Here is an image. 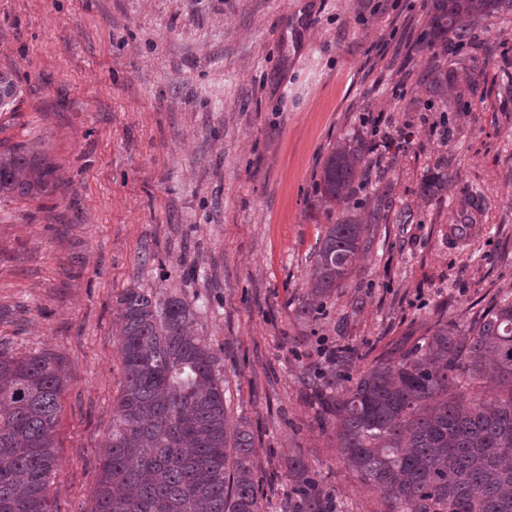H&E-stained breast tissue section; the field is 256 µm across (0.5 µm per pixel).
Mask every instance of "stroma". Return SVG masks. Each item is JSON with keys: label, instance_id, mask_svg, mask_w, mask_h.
Returning <instances> with one entry per match:
<instances>
[{"label": "stroma", "instance_id": "stroma-1", "mask_svg": "<svg viewBox=\"0 0 512 512\" xmlns=\"http://www.w3.org/2000/svg\"><path fill=\"white\" fill-rule=\"evenodd\" d=\"M430 0H0V70L19 96L0 149L40 151L54 187L0 195V348L65 363L53 512H93L124 381L117 300L136 286L196 310L233 421L253 433L265 512L292 496L289 457L338 512H380L321 424V384L401 353L438 317L467 324L512 301V8L425 43ZM455 71L447 102L432 68ZM410 124L359 195L392 208L343 288L311 315L307 280L338 211L316 199L336 140ZM447 119L441 141L432 126ZM447 165L433 197L421 181ZM480 198L484 241L452 253V206ZM336 359L315 352L319 337Z\"/></svg>", "mask_w": 512, "mask_h": 512}]
</instances>
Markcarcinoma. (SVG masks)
Returning <instances> with one entry per match:
<instances>
[{"label": "carcinoma", "instance_id": "carcinoma-1", "mask_svg": "<svg viewBox=\"0 0 512 512\" xmlns=\"http://www.w3.org/2000/svg\"><path fill=\"white\" fill-rule=\"evenodd\" d=\"M503 0H431L428 46L489 16ZM456 73L435 71L438 96ZM0 72V108L17 98ZM372 144L336 142L317 193L342 216L327 228L308 281L313 301L343 287L371 244L369 218L350 194ZM54 170L33 149L0 150V194H46ZM122 393L105 442L94 512H263L253 433L231 423L219 357L193 330L190 303H158L141 288L118 298ZM66 378L50 352L0 350V512H51L47 488L57 466L54 431ZM348 385L320 396L341 459L379 492L382 512H512V301L469 324L438 319L397 356L374 359ZM297 499L291 512H327L306 458H288Z\"/></svg>", "mask_w": 512, "mask_h": 512}]
</instances>
